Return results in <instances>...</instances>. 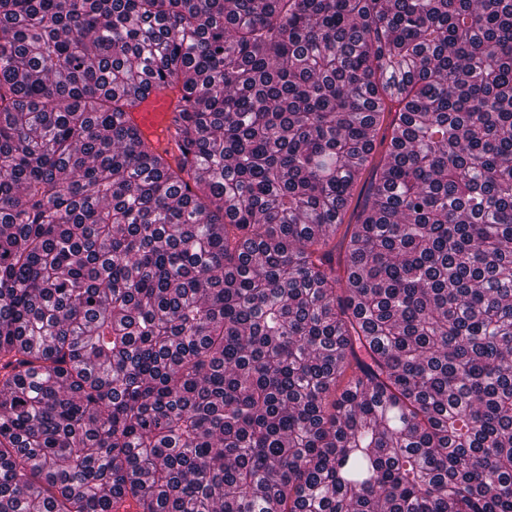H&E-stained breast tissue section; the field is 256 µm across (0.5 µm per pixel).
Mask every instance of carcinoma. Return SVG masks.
Listing matches in <instances>:
<instances>
[{"instance_id":"1","label":"carcinoma","mask_w":512,"mask_h":512,"mask_svg":"<svg viewBox=\"0 0 512 512\" xmlns=\"http://www.w3.org/2000/svg\"><path fill=\"white\" fill-rule=\"evenodd\" d=\"M125 504L512 512V0H0V512ZM135 106L125 115L126 121L144 137L167 150L171 159L180 155V146L172 135L171 120L178 106L175 93L151 88L134 93Z\"/></svg>"}]
</instances>
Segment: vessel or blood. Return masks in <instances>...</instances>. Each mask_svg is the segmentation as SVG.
<instances>
[{"label":"vessel or blood","instance_id":"1","mask_svg":"<svg viewBox=\"0 0 512 512\" xmlns=\"http://www.w3.org/2000/svg\"><path fill=\"white\" fill-rule=\"evenodd\" d=\"M135 105L125 118L144 137L153 140L171 157H178L180 146L170 129L171 120L178 106L176 94L167 90L150 89L136 92Z\"/></svg>","mask_w":512,"mask_h":512}]
</instances>
